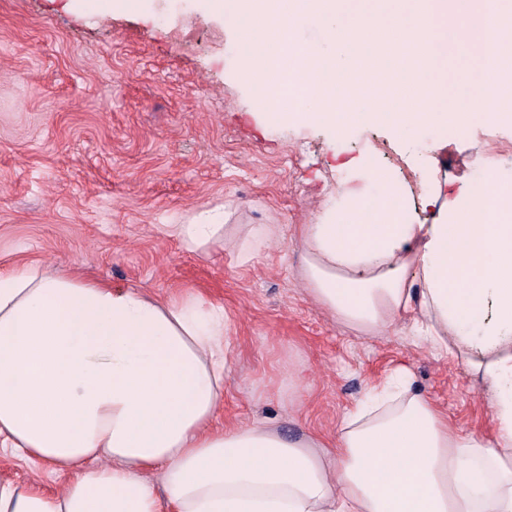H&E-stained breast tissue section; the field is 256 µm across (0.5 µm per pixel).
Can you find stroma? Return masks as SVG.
Wrapping results in <instances>:
<instances>
[{"label": "stroma", "mask_w": 512, "mask_h": 512, "mask_svg": "<svg viewBox=\"0 0 512 512\" xmlns=\"http://www.w3.org/2000/svg\"><path fill=\"white\" fill-rule=\"evenodd\" d=\"M369 160L420 207L431 178L449 193L487 172L512 182V124L462 132L355 125L335 135L265 124L238 77L232 9L143 0L101 16L90 0H0V274L73 268L158 298L200 292L223 305L231 353L217 422L274 424L330 443L344 411L407 366L414 385L464 431L489 434L483 386L432 352L407 320L381 335L339 323L299 282V230L367 197ZM203 211L229 229L209 253L167 232ZM280 227L278 241L245 234ZM65 480L0 450V481Z\"/></svg>", "instance_id": "35a3bbf8"}]
</instances>
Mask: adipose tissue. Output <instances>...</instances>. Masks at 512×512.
I'll return each instance as SVG.
<instances>
[{"label":"adipose tissue","mask_w":512,"mask_h":512,"mask_svg":"<svg viewBox=\"0 0 512 512\" xmlns=\"http://www.w3.org/2000/svg\"><path fill=\"white\" fill-rule=\"evenodd\" d=\"M361 175L382 193L302 225L299 275L355 331L410 316L485 386L491 436L450 425L403 367L346 411L328 451L263 423L216 426L223 306L26 266L0 274V447L68 481H0V512H512V183L487 174L426 224L388 174ZM169 231L204 252L224 217Z\"/></svg>","instance_id":"ef3b65f1"}]
</instances>
